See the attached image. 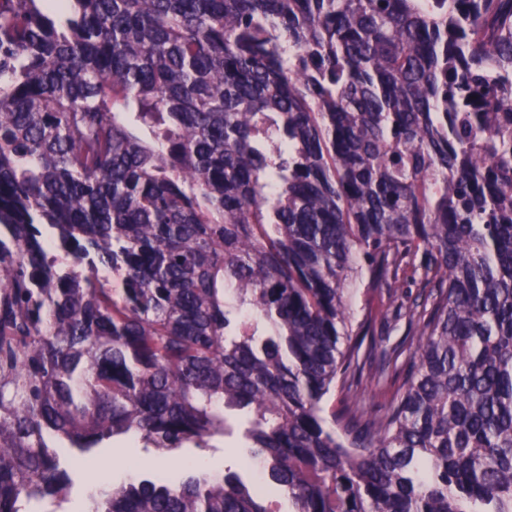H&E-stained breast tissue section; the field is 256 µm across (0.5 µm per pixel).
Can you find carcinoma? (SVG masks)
<instances>
[{
  "label": "carcinoma",
  "mask_w": 512,
  "mask_h": 512,
  "mask_svg": "<svg viewBox=\"0 0 512 512\" xmlns=\"http://www.w3.org/2000/svg\"><path fill=\"white\" fill-rule=\"evenodd\" d=\"M228 410L89 512H512V0H0V512ZM406 319H401L398 323L394 321L392 308L388 311V314L382 320L377 319L375 323V338L377 341L386 339L389 335L391 341L401 336L405 330ZM217 448H211L206 450L205 452L201 451L199 448L189 447L182 448L179 455L180 459L184 457L196 456L199 454H206L208 461L210 464H216L220 467V469L224 470V466H231L232 471H235L240 479L249 483L252 479V469L245 462H237L236 457L225 456L224 450V440L215 442Z\"/></svg>",
  "instance_id": "carcinoma-1"
}]
</instances>
